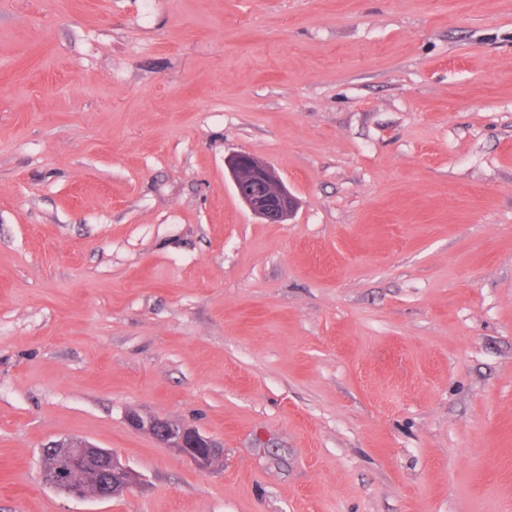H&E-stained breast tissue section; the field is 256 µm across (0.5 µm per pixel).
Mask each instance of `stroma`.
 Returning <instances> with one entry per match:
<instances>
[{"label":"stroma","instance_id":"35a3bbf8","mask_svg":"<svg viewBox=\"0 0 512 512\" xmlns=\"http://www.w3.org/2000/svg\"><path fill=\"white\" fill-rule=\"evenodd\" d=\"M0 512H512V0H0ZM228 167L238 196L252 213L269 223H282L293 215L295 198L266 162L240 153L229 160ZM126 422L135 430L148 432L201 469L211 468L215 460L223 455V449L213 440L188 425L156 416H142L135 411L126 415ZM46 448H55V453L52 464L42 468V480L60 493L104 501L120 496L139 479L110 449L66 439ZM92 486L96 488L93 494L90 493Z\"/></svg>","mask_w":512,"mask_h":512}]
</instances>
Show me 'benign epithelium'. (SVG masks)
Segmentation results:
<instances>
[{
	"label": "benign epithelium",
	"instance_id": "obj_1",
	"mask_svg": "<svg viewBox=\"0 0 512 512\" xmlns=\"http://www.w3.org/2000/svg\"><path fill=\"white\" fill-rule=\"evenodd\" d=\"M236 192L248 209L269 223H282L294 213L296 201L274 169L260 158L240 153L228 163ZM127 424L151 434L176 453L190 459L201 469H209L223 449L198 430L156 416L135 411L126 415ZM51 465L42 468V480L52 489L84 499L98 501L117 497L138 481V475L110 449L78 440H60Z\"/></svg>",
	"mask_w": 512,
	"mask_h": 512
}]
</instances>
